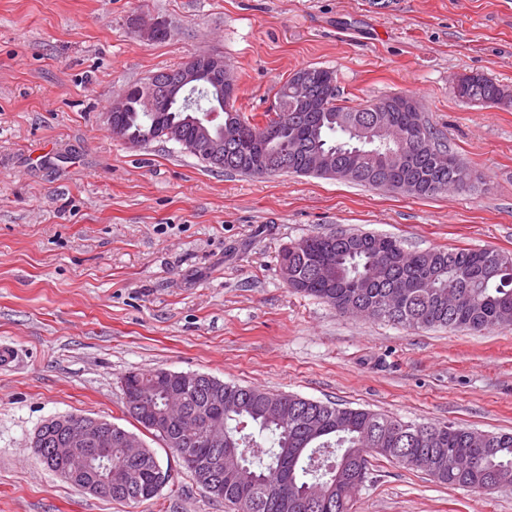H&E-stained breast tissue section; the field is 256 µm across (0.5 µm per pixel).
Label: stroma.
I'll return each instance as SVG.
<instances>
[{"label":"stroma","mask_w":512,"mask_h":512,"mask_svg":"<svg viewBox=\"0 0 512 512\" xmlns=\"http://www.w3.org/2000/svg\"><path fill=\"white\" fill-rule=\"evenodd\" d=\"M138 14L169 23L142 40ZM223 56L239 112L272 111L297 70L339 100H416L473 181L430 197L292 173L210 170L163 140L128 143L116 94L190 57ZM512 88V0H0V512H229L126 412L123 378L166 369L368 408L415 423L512 431V329H412L292 291L284 247L361 230L410 250L512 256V107L454 92ZM84 414L141 435L170 482L115 501L49 470L32 438ZM353 512H512V491L448 487L370 460ZM456 88L458 92H455L458 97L486 108L499 107L497 104L487 105V101L497 103V100H501L500 105L503 106H511L512 104V90L498 84L484 74L462 75L457 79Z\"/></svg>","instance_id":"35a3bbf8"}]
</instances>
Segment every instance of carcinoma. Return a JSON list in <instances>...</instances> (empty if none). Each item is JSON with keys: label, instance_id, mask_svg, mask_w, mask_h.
Returning <instances> with one entry per match:
<instances>
[{"label": "carcinoma", "instance_id": "carcinoma-1", "mask_svg": "<svg viewBox=\"0 0 512 512\" xmlns=\"http://www.w3.org/2000/svg\"><path fill=\"white\" fill-rule=\"evenodd\" d=\"M180 68L159 71L148 89L135 86L129 107L116 117V134L148 142L177 125L192 155L227 174L289 172L330 177L420 197L464 187L458 169L466 164L449 153L423 113L407 109L402 96H389L359 107L338 103L334 72L306 67L276 92L274 116L260 125L223 100L224 140L215 157L209 142L196 138L191 118L213 109V84L174 95L169 90ZM457 96L481 106L488 101L512 104V90L484 74L462 75ZM280 268L288 287L320 298L342 312L353 299L363 310L387 292L399 297L398 309L382 319L408 328H464L474 333L512 327V257L491 249L411 251L390 236L340 230L315 234L286 248ZM218 379L177 378L162 370L131 372L123 379L126 413L145 430L147 419L165 406L167 394L182 396L188 411L206 408L210 383ZM235 397L220 411L224 429L241 448H264L256 436L268 433L265 451L240 461L231 474L193 470L201 486L234 512H309L305 489L323 487L328 505L338 512L339 493L357 473L365 479L369 458L381 456L409 470L425 472L448 486L489 490L512 486V433H492L484 448L467 445L466 427L455 423L406 422L368 409L343 407L295 394L230 385ZM285 406L277 418L270 402ZM68 417L40 427L44 465L55 470L50 448ZM126 429L112 425V490L115 500L150 499L146 490L161 465L148 448L126 461L119 447ZM174 441L194 457L205 451L195 431L174 425L163 441Z\"/></svg>", "mask_w": 512, "mask_h": 512}]
</instances>
